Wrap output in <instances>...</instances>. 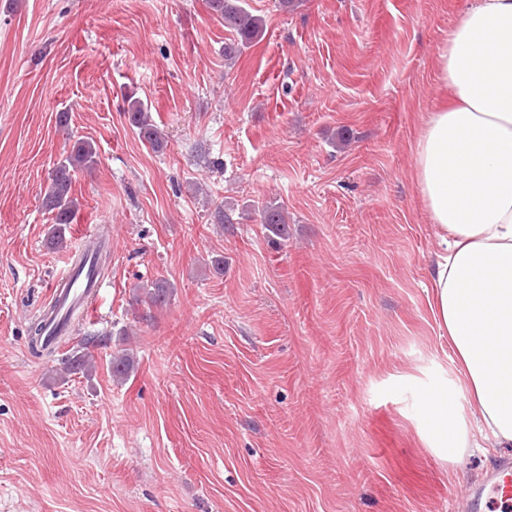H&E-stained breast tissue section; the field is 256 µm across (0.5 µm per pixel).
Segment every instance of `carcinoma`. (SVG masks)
I'll return each instance as SVG.
<instances>
[{
	"mask_svg": "<svg viewBox=\"0 0 512 512\" xmlns=\"http://www.w3.org/2000/svg\"><path fill=\"white\" fill-rule=\"evenodd\" d=\"M207 8L211 16L224 23V27L233 31L236 38L224 44V59L231 61L238 57L242 50L259 38L263 32V20L251 14L243 5V0H207ZM127 115L130 124L136 128L139 137L156 152L166 147L164 134L155 124L151 112L136 99H129ZM98 164V153L95 145L86 140L77 139L65 150L62 158L56 163L49 176L45 188L43 204L53 214L54 225L49 233V244L61 248L66 242L67 226L72 224L78 203L72 196V186L78 173L89 171ZM260 223L273 235L285 239L288 237V216L282 207L269 202L260 211ZM93 257L96 274H101L108 255L105 242L99 240L88 247L75 261L84 263L87 256ZM169 286L157 282L146 289V299L150 306L160 307L166 304ZM43 320L33 322L29 328V349L35 358H42L52 353V347L44 343L42 337ZM112 374L123 380L134 367L132 356L125 352L112 355ZM96 367L94 357L87 353L74 354L68 364L67 371L76 374H90Z\"/></svg>",
	"mask_w": 512,
	"mask_h": 512,
	"instance_id": "carcinoma-1",
	"label": "carcinoma"
}]
</instances>
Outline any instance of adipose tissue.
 Returning a JSON list of instances; mask_svg holds the SVG:
<instances>
[{"instance_id": "obj_1", "label": "adipose tissue", "mask_w": 512, "mask_h": 512, "mask_svg": "<svg viewBox=\"0 0 512 512\" xmlns=\"http://www.w3.org/2000/svg\"><path fill=\"white\" fill-rule=\"evenodd\" d=\"M438 65L414 169L443 246L430 307L452 377L419 403L425 446L453 464L512 447V0H473Z\"/></svg>"}]
</instances>
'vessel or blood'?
<instances>
[{
	"label": "vessel or blood",
	"instance_id": "vessel-or-blood-1",
	"mask_svg": "<svg viewBox=\"0 0 512 512\" xmlns=\"http://www.w3.org/2000/svg\"><path fill=\"white\" fill-rule=\"evenodd\" d=\"M59 280V287L50 293L52 313L46 322L45 336L51 340L69 333L73 315L89 310L98 286L96 277L77 274L72 266L65 268ZM470 506L475 512L483 506L492 512H512L511 457L503 458L487 473L483 483L474 489Z\"/></svg>",
	"mask_w": 512,
	"mask_h": 512
}]
</instances>
